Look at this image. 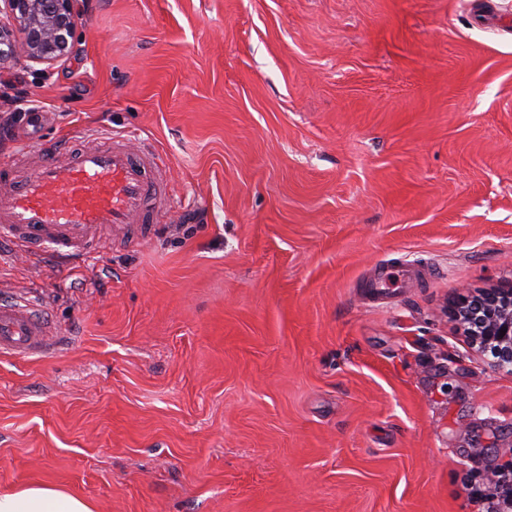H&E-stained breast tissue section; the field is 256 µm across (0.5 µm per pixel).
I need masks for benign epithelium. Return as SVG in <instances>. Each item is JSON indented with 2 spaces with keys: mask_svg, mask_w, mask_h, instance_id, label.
Returning a JSON list of instances; mask_svg holds the SVG:
<instances>
[{
  "mask_svg": "<svg viewBox=\"0 0 512 512\" xmlns=\"http://www.w3.org/2000/svg\"><path fill=\"white\" fill-rule=\"evenodd\" d=\"M79 15L78 0H0V65L23 59L52 66L68 58ZM452 309L457 321L476 327L480 346L494 348V367L512 372V286L463 298Z\"/></svg>",
  "mask_w": 512,
  "mask_h": 512,
  "instance_id": "benign-epithelium-1",
  "label": "benign epithelium"
}]
</instances>
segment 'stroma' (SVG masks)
Segmentation results:
<instances>
[{
    "instance_id": "obj_1",
    "label": "stroma",
    "mask_w": 512,
    "mask_h": 512,
    "mask_svg": "<svg viewBox=\"0 0 512 512\" xmlns=\"http://www.w3.org/2000/svg\"><path fill=\"white\" fill-rule=\"evenodd\" d=\"M82 2L68 59L0 66V160L133 132L172 211L78 265L0 245V292L63 330L0 356V493L475 512L512 373L449 303L512 285V26L476 22L512 0ZM385 262L432 279L366 303Z\"/></svg>"
}]
</instances>
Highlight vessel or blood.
Segmentation results:
<instances>
[{
    "instance_id": "obj_1",
    "label": "vessel or blood",
    "mask_w": 512,
    "mask_h": 512,
    "mask_svg": "<svg viewBox=\"0 0 512 512\" xmlns=\"http://www.w3.org/2000/svg\"><path fill=\"white\" fill-rule=\"evenodd\" d=\"M168 204L158 156L131 135L101 145L27 150L0 163V236L33 257L49 246L57 255L84 259L116 237L145 241ZM428 278L413 265L383 264L369 286L387 296ZM57 340L38 302L0 303V354L29 356L56 348Z\"/></svg>"
}]
</instances>
